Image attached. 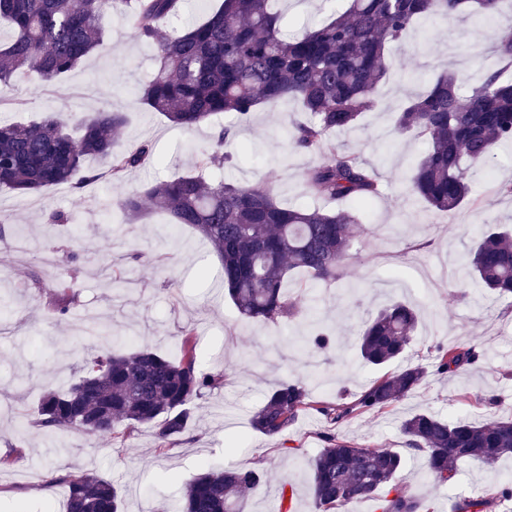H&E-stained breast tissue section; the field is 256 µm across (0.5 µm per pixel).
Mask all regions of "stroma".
<instances>
[{"mask_svg":"<svg viewBox=\"0 0 512 512\" xmlns=\"http://www.w3.org/2000/svg\"><path fill=\"white\" fill-rule=\"evenodd\" d=\"M278 7L283 30L292 34L330 12H343L347 4L279 0ZM104 24V48L61 80L44 84L23 73L0 93V120L9 122L46 112L71 123L105 108L128 113L119 150L147 140L157 156L155 163L132 170L120 182L112 181L107 166L93 159L89 165L102 178L82 188L66 184L38 195L0 188V296L9 301L0 310V457L11 459L0 467V512H64L68 489L54 479L59 467L112 480L125 512H170L182 479L202 463L264 472L263 487L246 495L247 512H281L280 487L287 478L293 481V512H313L308 462L324 446L322 416L300 412L277 440L253 431L250 415L286 379H307L315 399L334 400L343 391L360 393L382 373L398 372L396 363L382 370L364 364L354 349L362 321L394 301L414 304L421 315L409 362L428 364L439 343H476L484 357L455 375L428 374L416 393L389 411L342 424L339 437L362 447L400 449L405 441L400 422L409 413L428 410L477 422L488 414L486 401L492 396L498 400L497 414L512 416V299L475 295L462 267L482 225L512 222V197L498 191L500 183L512 180V144L502 146L490 166L471 170L478 206L449 216L431 211L408 192V163L424 146L399 136L394 127L402 102L436 74L452 68L467 83L479 81L484 52L496 30H512L511 10L492 28L437 19L427 25V42L411 35L401 49L391 51V68L378 86L374 108L356 128L336 136L346 149L377 165L388 189L361 214L367 233L352 250L345 279L313 289L316 306L286 324L245 319L222 298L219 258L198 232L181 228V243H173L165 217L147 210L128 222L115 201L174 170H192L198 156L210 149L215 132L230 125L235 135L225 141L224 153L234 163L224 168L226 179L272 185L286 206H320L303 180L314 155L291 149L286 140L288 129L303 117L298 105L263 103L244 119L223 113L193 130L175 126L133 99V89L156 70L153 51L135 38L119 14L106 13ZM55 213L68 216V223H52ZM133 251L142 253L143 261L132 284L116 290L110 275L126 268ZM61 280L73 283L76 298L65 321L58 320L51 306ZM310 318L332 328L335 350L320 354L289 344V337L301 335ZM88 321L108 327L110 336L96 345L82 341L75 328ZM189 328L198 336L202 369L224 376L222 388L198 400L190 431L162 453L150 425L117 444L70 431L60 436L65 459L55 465L35 423L42 395L75 378L84 359L110 337L130 339L135 349L171 355ZM457 470L452 487H439L419 461L411 460L402 483L430 512H448L449 499L485 494L497 481L512 482L511 457L492 467L462 460Z\"/></svg>","mask_w":512,"mask_h":512,"instance_id":"stroma-1","label":"stroma"}]
</instances>
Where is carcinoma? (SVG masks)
I'll list each match as a JSON object with an SVG mask.
<instances>
[{"label": "carcinoma", "instance_id": "cac0c4a2", "mask_svg": "<svg viewBox=\"0 0 512 512\" xmlns=\"http://www.w3.org/2000/svg\"><path fill=\"white\" fill-rule=\"evenodd\" d=\"M512 0H349L340 14L287 37L272 0H219L202 22L170 34L166 23L179 14L182 0H0V21L11 36L0 41V87L21 70L51 83L103 48L101 15L119 13L134 34L156 50L158 69L134 91L145 109L174 125L196 127L219 113L247 116L262 102L295 100L305 120L289 132V145L318 156L304 172L308 191L353 209L284 207L272 188L234 184L213 175L223 166L226 126L212 151L198 157L192 171L147 185L120 197L116 206L137 215L144 202L169 215L171 226H190L204 235L221 260L224 296L248 319L279 322L302 313L288 297V274L303 271L309 287L336 283L345 276L355 242L365 227L360 208L380 198L385 184L378 170L333 140L356 126L374 105L378 83L388 71L387 51L414 22L436 17L471 19L493 26ZM497 61L512 63V33L493 43ZM126 123L124 113L100 110L78 120L79 135L50 113L30 124L0 122V187L36 195L63 184L79 188L99 179L90 159L109 165V175L126 174L153 160L144 142L114 150ZM397 129L426 143L414 163L409 193L439 212L453 214L474 205L468 177L487 166L498 149L512 143V80L499 69L466 88L456 72L442 73L421 95L408 98L398 112ZM467 270L481 291L512 298V234L486 227L469 250ZM54 310L69 314L72 284L61 282ZM418 311L396 302L371 317L357 340L361 360L376 367L408 357ZM300 342L319 349L334 344L318 322ZM479 359L475 347L439 345L432 368L452 374ZM81 375L60 392L45 393L36 423L49 437L68 430L91 435L129 436L140 425L157 426L169 447L193 420L192 408L204 393L224 386V375L204 371L194 331L185 330L178 353L149 349H107L85 360ZM428 369L408 365L374 380L344 402L315 400L300 380H285L270 390L251 417V427L270 438L281 436L297 412L311 408L324 416V448L310 461L311 487L320 512L345 509L366 498L380 501L381 512H425L409 495L399 474L408 451L422 455L423 469L437 486H450L456 462L469 457L493 466L512 456V417L493 414L480 423L450 421L429 411L406 416L401 432L408 450L363 448L335 433L341 422L368 412L391 409L425 380ZM66 512H123L112 481L94 473L65 474ZM263 474L256 469H204L182 480L174 512H244L243 495L257 491ZM512 500V484L496 483L485 496L461 497L453 512H486L493 503Z\"/></svg>", "mask_w": 512, "mask_h": 512}]
</instances>
